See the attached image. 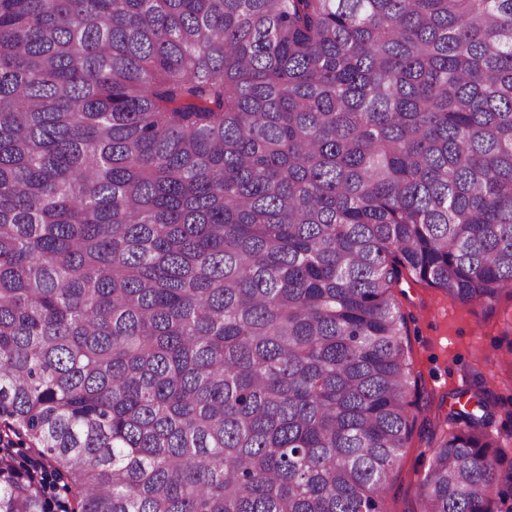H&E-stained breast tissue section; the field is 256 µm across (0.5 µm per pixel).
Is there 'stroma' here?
<instances>
[{
	"label": "stroma",
	"instance_id": "stroma-1",
	"mask_svg": "<svg viewBox=\"0 0 512 512\" xmlns=\"http://www.w3.org/2000/svg\"><path fill=\"white\" fill-rule=\"evenodd\" d=\"M408 314L404 344L418 381V419L391 483L388 512H418V484L432 455L431 432L451 429L448 415L459 398L482 388L498 402L493 431L512 432V296L487 313L454 303L438 288L403 276L393 290Z\"/></svg>",
	"mask_w": 512,
	"mask_h": 512
}]
</instances>
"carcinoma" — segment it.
I'll use <instances>...</instances> for the list:
<instances>
[{"mask_svg":"<svg viewBox=\"0 0 512 512\" xmlns=\"http://www.w3.org/2000/svg\"><path fill=\"white\" fill-rule=\"evenodd\" d=\"M512 295V0H0V512H387L403 274ZM420 512H512L473 396Z\"/></svg>","mask_w":512,"mask_h":512,"instance_id":"carcinoma-1","label":"carcinoma"}]
</instances>
